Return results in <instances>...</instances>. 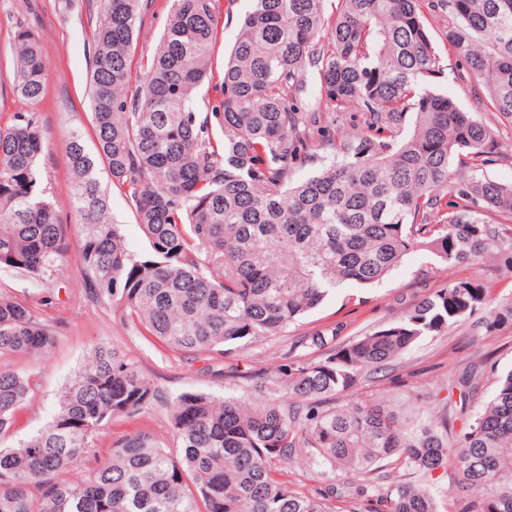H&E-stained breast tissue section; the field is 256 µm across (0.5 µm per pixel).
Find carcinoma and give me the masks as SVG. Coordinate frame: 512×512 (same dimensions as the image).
I'll list each match as a JSON object with an SVG mask.
<instances>
[{"label": "carcinoma", "instance_id": "cac0c4a2", "mask_svg": "<svg viewBox=\"0 0 512 512\" xmlns=\"http://www.w3.org/2000/svg\"><path fill=\"white\" fill-rule=\"evenodd\" d=\"M217 0H173L166 26L128 97L129 57L143 0H103L90 20L91 127L69 132V207L81 228L88 293L120 308L139 335L182 356L224 353L280 335L345 282L370 287L417 251L440 264L492 259L512 275V184L483 170L497 161L492 130L435 88L443 74L420 0H252L200 116L211 71ZM452 20L445 39L512 119V0H431ZM39 35L13 33V93L44 97ZM319 78L310 107L307 75ZM362 124L346 133L335 112ZM410 121L409 131L403 130ZM329 162L292 181L310 150ZM45 145L34 115L0 127V269L42 279L65 265L70 242L42 186ZM133 207L148 242L138 257L112 221L99 168ZM377 329L340 341L344 325L297 337L288 362L255 377V400L185 393L170 404L179 453L153 433L96 440L156 400L150 380L119 349L93 346L56 400L47 425L0 447V512H440L430 490L381 483V463L433 475L453 468L456 512H512V369L492 398L480 376L448 380L459 404L413 426L385 403L336 396L426 336L477 312L491 333L512 324V301L483 283L453 280ZM51 326L0 292V359L44 356ZM34 391L32 376L0 365V439ZM461 421L454 432L455 421ZM294 459L328 466L338 483L304 491L287 480Z\"/></svg>", "mask_w": 512, "mask_h": 512}]
</instances>
